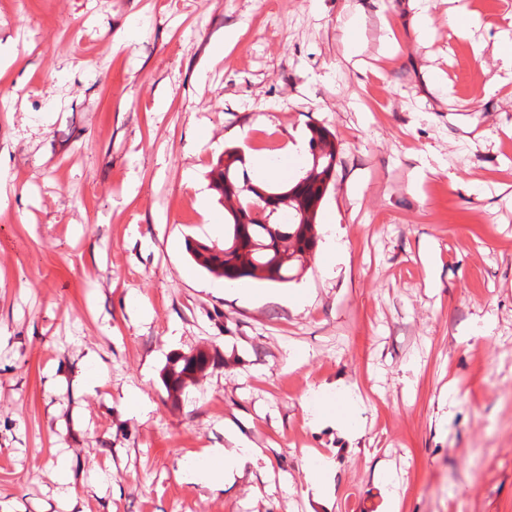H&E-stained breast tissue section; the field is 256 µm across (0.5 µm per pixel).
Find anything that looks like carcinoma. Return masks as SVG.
Listing matches in <instances>:
<instances>
[{"label": "carcinoma", "instance_id": "1", "mask_svg": "<svg viewBox=\"0 0 512 512\" xmlns=\"http://www.w3.org/2000/svg\"><path fill=\"white\" fill-rule=\"evenodd\" d=\"M309 132L306 168L275 186L254 183L241 149L224 151V159L212 171L213 189L227 212L224 245L187 240V252L198 266L229 284L242 279L288 283L306 268L308 256L317 246V217L336 166L333 134L315 124ZM317 145L326 149L318 158L313 152ZM266 203H277L279 209L264 224L254 210ZM214 361L207 352L170 359L163 374L168 397L177 401L196 383L194 374Z\"/></svg>", "mask_w": 512, "mask_h": 512}]
</instances>
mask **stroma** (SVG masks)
Returning a JSON list of instances; mask_svg holds the SVG:
<instances>
[{"instance_id": "1", "label": "stroma", "mask_w": 512, "mask_h": 512, "mask_svg": "<svg viewBox=\"0 0 512 512\" xmlns=\"http://www.w3.org/2000/svg\"><path fill=\"white\" fill-rule=\"evenodd\" d=\"M467 3L461 31L456 0H430L422 37L408 0L0 9V171L16 187L0 204V512H512V89H489L512 0ZM312 124L336 150L317 230L338 231L346 264L214 291L186 250L224 242L211 169ZM300 289L311 303L285 305ZM198 351L215 362L171 401L165 366ZM91 352L109 385H74ZM340 381L362 399L352 441L302 408ZM228 427L271 472L217 492L177 481ZM311 451L336 463L323 506L305 495Z\"/></svg>"}]
</instances>
